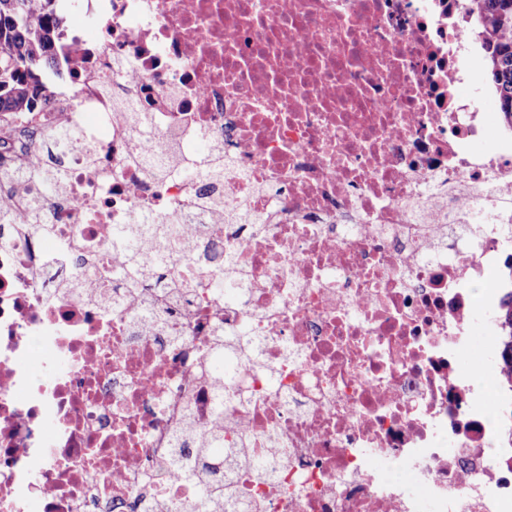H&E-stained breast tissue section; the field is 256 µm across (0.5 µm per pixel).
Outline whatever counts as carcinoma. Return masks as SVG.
<instances>
[{"label": "carcinoma", "instance_id": "carcinoma-1", "mask_svg": "<svg viewBox=\"0 0 512 512\" xmlns=\"http://www.w3.org/2000/svg\"><path fill=\"white\" fill-rule=\"evenodd\" d=\"M469 17L481 30L485 57L498 109L505 127L512 130V0H468ZM66 18L58 14L56 0H0V113L40 112L48 98L42 81L46 68L59 69L66 54ZM499 367L512 385V290L500 300ZM217 389L214 418L219 427L200 446L178 455L173 466L193 477L207 474V488L198 512H214L224 505V483L210 477L208 461L213 449L224 445V356L209 366Z\"/></svg>", "mask_w": 512, "mask_h": 512}]
</instances>
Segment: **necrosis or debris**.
Masks as SVG:
<instances>
[{"mask_svg":"<svg viewBox=\"0 0 512 512\" xmlns=\"http://www.w3.org/2000/svg\"><path fill=\"white\" fill-rule=\"evenodd\" d=\"M52 104L0 116V171L55 233L0 225V512H193L172 460L228 352L237 512H512L490 403L512 134L468 89L466 0H63ZM166 224L165 290L101 279Z\"/></svg>","mask_w":512,"mask_h":512,"instance_id":"1","label":"necrosis or debris"}]
</instances>
